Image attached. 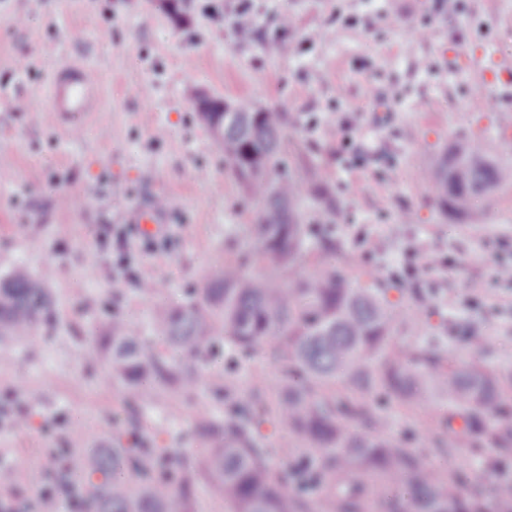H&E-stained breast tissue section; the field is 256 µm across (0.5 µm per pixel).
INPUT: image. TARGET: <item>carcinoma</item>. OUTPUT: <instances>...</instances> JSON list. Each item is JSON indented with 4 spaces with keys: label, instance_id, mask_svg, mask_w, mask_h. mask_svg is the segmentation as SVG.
Returning a JSON list of instances; mask_svg holds the SVG:
<instances>
[{
    "label": "carcinoma",
    "instance_id": "cac0c4a2",
    "mask_svg": "<svg viewBox=\"0 0 512 512\" xmlns=\"http://www.w3.org/2000/svg\"><path fill=\"white\" fill-rule=\"evenodd\" d=\"M197 106L201 122L224 153V169L257 205L256 255L273 270L248 274L239 261L213 266L185 304L158 314L155 333L171 351L148 348L131 321L112 324L113 375L142 398L162 387H195L198 367L222 345L241 355L260 352L279 361L288 377L274 399L256 393L250 406L224 418L211 412L199 430L220 440L191 459L176 448H114L112 457L80 460L90 478L109 480L97 512H189L196 485L209 481L225 512H317L304 494L310 483L324 494L325 512H487L482 490L463 492L441 476L424 453L372 437L383 419L366 400L346 403L341 390L377 392L401 402L427 397L448 404L435 428L439 444L466 440L512 458V374L478 363L456 366L431 339L421 348L392 342L403 329L417 331L411 314L391 307L389 288L347 278L336 241L319 239L313 271L285 278L301 257L308 230L300 201L324 191L285 172L281 160L283 115L248 101ZM443 212L473 222L479 202L512 185V164L497 161L478 141L460 139L423 171ZM50 306L46 279L18 264L0 276V337L28 339ZM275 417L290 438L311 450L293 455L288 478L269 467L274 448L263 446L257 421ZM500 512H512V482L494 486Z\"/></svg>",
    "mask_w": 512,
    "mask_h": 512
}]
</instances>
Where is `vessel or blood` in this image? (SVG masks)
<instances>
[{"label":"vessel or blood","mask_w":512,"mask_h":512,"mask_svg":"<svg viewBox=\"0 0 512 512\" xmlns=\"http://www.w3.org/2000/svg\"><path fill=\"white\" fill-rule=\"evenodd\" d=\"M497 93L506 99L512 98V62H497L491 75ZM97 95L96 79L83 65H67L63 73L53 78L48 110L56 123L67 122L73 117L88 116ZM127 217L141 224L146 230H161L166 222L165 212L156 208L135 207Z\"/></svg>","instance_id":"b4317fda"}]
</instances>
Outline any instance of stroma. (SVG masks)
<instances>
[{
  "label": "stroma",
  "mask_w": 512,
  "mask_h": 512,
  "mask_svg": "<svg viewBox=\"0 0 512 512\" xmlns=\"http://www.w3.org/2000/svg\"><path fill=\"white\" fill-rule=\"evenodd\" d=\"M209 3L0 0V274L17 263L52 272L53 307L33 336L0 342V461H21L16 481L26 498L39 495L51 451L69 443L71 429L81 430L84 449L126 447L118 431L135 406L156 447L194 453L207 445L196 413L284 382L271 357L231 364L220 355L196 388L167 389L142 404L105 369L113 320L152 334L156 300L138 291V280L182 301L211 264L255 250L253 203L225 174L212 132L196 117L203 96L286 112L284 160L305 178L312 168L326 171L334 200L329 212L306 203L303 221L342 246L352 275L389 282L394 305L413 309L420 333H400L398 343L436 337L457 362L512 374V282L495 279L498 262L512 260V188L471 224L443 215L414 176L458 133L480 134L512 163L487 74L494 61L512 60V0H461L454 23L438 0H390L388 29L379 0H254L256 34L247 44L208 17ZM282 12L293 19L294 50L274 58L263 44L270 18ZM423 23L426 37L415 38ZM324 26L337 28L335 41H309ZM77 61L98 74L102 101L69 134L45 107L52 77ZM16 100L27 111H15ZM159 197L171 206L170 244L123 252L101 238V225L124 223L129 209ZM372 239L380 251H369ZM427 251L445 264L426 279L413 268ZM123 259L126 275L100 278L99 266ZM442 413L435 402L389 404L380 434L424 449L464 484L512 480V469L493 470L471 445L436 453L432 426Z\"/></svg>",
  "instance_id": "1"
}]
</instances>
